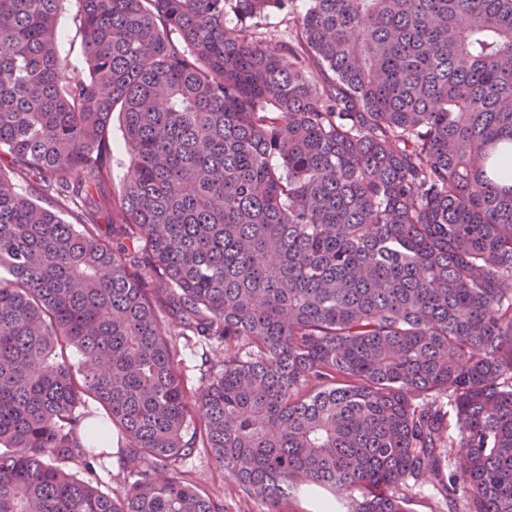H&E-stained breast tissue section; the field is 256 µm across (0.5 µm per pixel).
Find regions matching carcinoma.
Wrapping results in <instances>:
<instances>
[{
  "label": "carcinoma",
  "instance_id": "1",
  "mask_svg": "<svg viewBox=\"0 0 512 512\" xmlns=\"http://www.w3.org/2000/svg\"><path fill=\"white\" fill-rule=\"evenodd\" d=\"M296 3L79 0L80 76L62 0H0V512H223L201 449L270 512H408L444 396L445 499L512 512V0ZM163 313L224 346L195 390ZM79 3L78 0H64L58 16L60 31L59 49L68 54L70 60L86 73L81 37L79 35ZM255 22H257L255 24ZM256 29L260 32L267 31L268 33L284 36L288 34V25L293 24L292 20L289 21L288 8L282 11H274L261 19L251 21ZM112 176L101 186V191L116 192L125 181L130 170V159L123 139L122 121L117 112L112 114ZM139 466H125L124 469L118 467L117 462H110L108 459L105 460L103 467H97V472L101 480V488L105 492H111L112 495L121 493L127 484L131 483L137 478V470H140ZM332 504L334 512H346L345 505L320 488H304L289 499L281 501L280 512H320V502Z\"/></svg>",
  "mask_w": 512,
  "mask_h": 512
}]
</instances>
